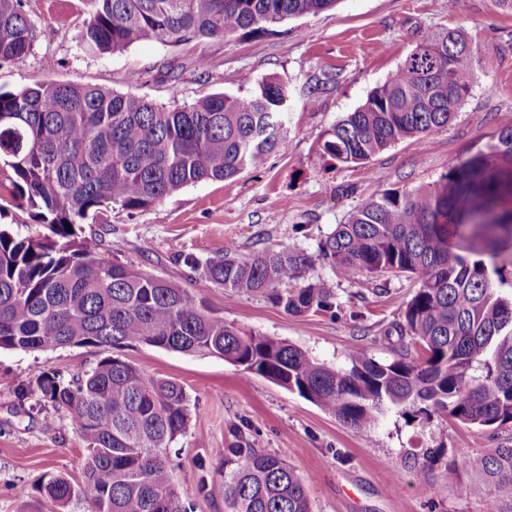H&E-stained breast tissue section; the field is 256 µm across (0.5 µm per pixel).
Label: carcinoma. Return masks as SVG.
<instances>
[{
  "mask_svg": "<svg viewBox=\"0 0 512 512\" xmlns=\"http://www.w3.org/2000/svg\"><path fill=\"white\" fill-rule=\"evenodd\" d=\"M79 35L89 55L153 41L187 44L264 32L316 15L336 0H86ZM38 38L24 0H0V61L22 62ZM477 49L464 32L425 36L363 105L324 133L333 166L361 164L448 126L469 95ZM288 88L264 81L251 94L214 93L166 107L91 84L52 81L0 93V168L10 172L34 223L23 234L0 224V349H109L140 343L208 354L298 394L345 426L367 431L389 409L446 416L476 428L512 424V299L500 296L482 261L451 239L479 226L512 235V126L486 149L458 157L432 186L386 188L320 240L316 255L282 247L245 258L234 248L183 264L224 291L260 296L290 315L331 312L339 303L320 280L298 285L315 261L358 285L413 275L416 288L394 324L395 356L377 360L351 345L343 366L224 322L164 277L102 255L103 240L74 226L104 210H147L180 189L259 169L286 149ZM72 226L66 230V226ZM35 389L87 444L83 477L53 474L41 492L66 508L98 512H195L168 471L169 449L188 427L184 387L118 357L81 375L48 370ZM203 466L183 474L199 493H221L224 512H313L305 481L276 453L239 437L224 449V480ZM462 485L486 512H512V447L471 462Z\"/></svg>",
  "mask_w": 512,
  "mask_h": 512,
  "instance_id": "obj_1",
  "label": "carcinoma"
}]
</instances>
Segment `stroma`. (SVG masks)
Instances as JSON below:
<instances>
[{"mask_svg":"<svg viewBox=\"0 0 512 512\" xmlns=\"http://www.w3.org/2000/svg\"><path fill=\"white\" fill-rule=\"evenodd\" d=\"M38 27L32 52L0 63V93L56 80L94 84L169 106L210 93L243 96L273 79L289 90L288 146L264 167L228 181L184 187L144 212L114 208L106 223L86 222L109 257L193 291L227 323L286 340L318 361L339 366L350 345L378 360L394 351L383 333L398 321L415 283L391 279L359 286L314 265L306 279L335 293L336 312L291 316L260 297L232 296L187 268L234 246L249 256L288 245L313 254L335 224L385 188L409 191L435 184L450 159L483 147L512 125V11L497 0H338L315 15L285 20L266 33L187 44L140 42L120 52L85 54L77 35L87 18L83 0H26ZM463 31L478 48L476 78L447 128L426 142L396 144L363 166L333 167L322 156L324 132L361 106L427 34ZM204 67H195V60ZM137 83H129L130 74ZM153 376L183 385L191 418L169 453V470L195 512H224L221 496L202 497L182 481L203 463L209 481L231 436L279 454L304 478L314 512H483L482 500L460 486L465 461L512 447V427L477 429L439 416L409 421L384 412L370 432L344 426L297 394L224 359L131 344L112 352ZM96 347L47 352L0 349V512H59L39 499L49 474L82 478L84 442L69 421L44 403L31 383L54 368L84 373L108 357ZM27 386L18 396L19 386ZM439 450L433 466L423 455ZM461 463L457 483L443 485L448 461Z\"/></svg>","mask_w":512,"mask_h":512,"instance_id":"obj_1","label":"stroma"}]
</instances>
